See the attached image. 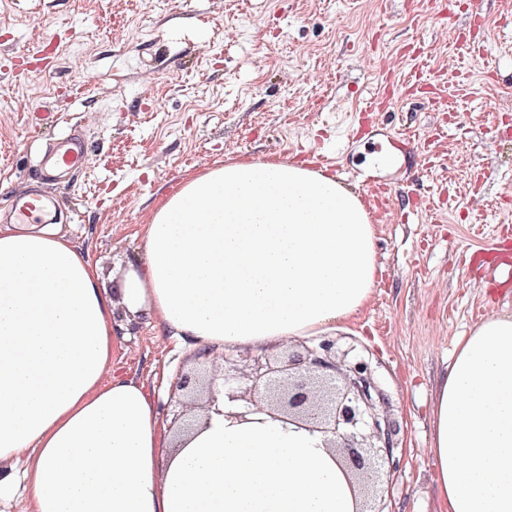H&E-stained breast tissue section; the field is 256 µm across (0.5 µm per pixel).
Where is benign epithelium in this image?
<instances>
[{
    "instance_id": "obj_1",
    "label": "benign epithelium",
    "mask_w": 512,
    "mask_h": 512,
    "mask_svg": "<svg viewBox=\"0 0 512 512\" xmlns=\"http://www.w3.org/2000/svg\"><path fill=\"white\" fill-rule=\"evenodd\" d=\"M221 376L210 375L208 399H214L216 380L224 396L248 405L261 396L274 417L317 432L328 447L342 453L344 466L361 498L359 512L369 508L378 483V467L395 469V421L379 413L384 393L370 365L360 355L336 358V342L322 340L301 352L272 363L257 356L243 369L237 360L224 357Z\"/></svg>"
}]
</instances>
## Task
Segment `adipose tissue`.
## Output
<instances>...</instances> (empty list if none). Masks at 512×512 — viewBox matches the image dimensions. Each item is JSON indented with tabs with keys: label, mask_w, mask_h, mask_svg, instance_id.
<instances>
[{
	"label": "adipose tissue",
	"mask_w": 512,
	"mask_h": 512,
	"mask_svg": "<svg viewBox=\"0 0 512 512\" xmlns=\"http://www.w3.org/2000/svg\"><path fill=\"white\" fill-rule=\"evenodd\" d=\"M117 294L58 224L0 225V494L32 512H356L320 434L217 400L177 435L153 389L110 375L143 315L217 358L346 321L377 280L358 194L309 161L186 177L143 227ZM440 512H512V314L460 338L432 406Z\"/></svg>",
	"instance_id": "adipose-tissue-1"
}]
</instances>
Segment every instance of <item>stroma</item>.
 <instances>
[{
  "mask_svg": "<svg viewBox=\"0 0 512 512\" xmlns=\"http://www.w3.org/2000/svg\"><path fill=\"white\" fill-rule=\"evenodd\" d=\"M481 8L490 27L470 25ZM453 30L483 59L458 57ZM427 66L364 137L363 99L386 95L384 56ZM457 111H448L446 98ZM512 0H0V224L43 186L60 222L100 267V285L143 254L142 226L183 179L225 160L338 164L363 195L381 269L371 295L332 333L357 348L399 427L384 512H438L431 407L454 346L485 317L512 313L470 259L512 239ZM89 164L42 185L56 140ZM114 363L153 388L196 369L177 338L141 320Z\"/></svg>",
  "mask_w": 512,
  "mask_h": 512,
  "instance_id": "35a3bbf8",
  "label": "stroma"
}]
</instances>
